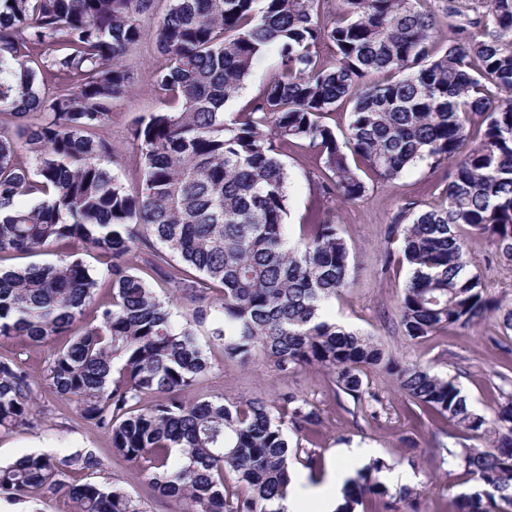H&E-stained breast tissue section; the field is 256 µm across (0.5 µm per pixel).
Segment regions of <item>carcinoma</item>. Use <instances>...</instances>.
<instances>
[{"mask_svg": "<svg viewBox=\"0 0 512 512\" xmlns=\"http://www.w3.org/2000/svg\"><path fill=\"white\" fill-rule=\"evenodd\" d=\"M339 2L329 14L328 0H169L152 31L163 107L130 128L143 175L132 193L104 162L154 0H0V339H65L43 381L184 512H280L290 469L316 456L300 439L321 424L293 391L180 398L212 369L204 326L226 359L260 352L280 378L318 366L357 400L364 370L382 368L421 411L494 433L491 445L443 450L480 485L458 512H512V396L492 417L477 414L452 380L403 367L324 317L349 284V250L320 209L306 237L288 241L279 159L307 142L323 159L321 197L343 202L365 192L359 165L386 181L418 161L451 165L434 205L386 228L410 267L401 321L422 339L485 319L500 305L466 273L459 228L512 262V0ZM324 44L334 61L321 60ZM267 54L277 65L259 95L224 112ZM343 103L340 141L323 118ZM76 242L102 270L70 255ZM43 251L58 261L3 265ZM39 391L23 362L0 360L1 431L34 423ZM100 465L83 450L29 454L0 467V494L61 492L73 512H146L117 483L71 480ZM385 467L377 460L350 482L342 512L365 499L374 512H419L416 491L392 494L380 480Z\"/></svg>", "mask_w": 512, "mask_h": 512, "instance_id": "carcinoma-1", "label": "carcinoma"}]
</instances>
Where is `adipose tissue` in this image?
<instances>
[{"mask_svg":"<svg viewBox=\"0 0 512 512\" xmlns=\"http://www.w3.org/2000/svg\"><path fill=\"white\" fill-rule=\"evenodd\" d=\"M371 455V449L364 447L333 449L327 472L321 477L310 476L298 467L291 468L288 494L281 502L284 512H336L343 483Z\"/></svg>","mask_w":512,"mask_h":512,"instance_id":"ef3b65f1","label":"adipose tissue"}]
</instances>
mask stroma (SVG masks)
Returning <instances> with one entry per match:
<instances>
[{
    "mask_svg": "<svg viewBox=\"0 0 512 512\" xmlns=\"http://www.w3.org/2000/svg\"><path fill=\"white\" fill-rule=\"evenodd\" d=\"M163 63L150 45H143L135 66V80L126 98L112 114L113 155L107 167L130 189L141 180L139 151L130 140L131 124L141 113L160 108L152 72ZM288 172L289 207L285 219L290 240L307 233L305 218L318 207L317 185L323 164L305 143L289 145L282 155ZM451 175L449 167L425 162L407 168L397 179L386 182L371 172H362L364 195L336 204L332 219L345 241L352 271L347 288L329 300L325 315L337 324L376 340L404 363H417L433 373L454 380L476 413L492 416L498 403L512 395V330L503 331L499 315L467 328H445L427 339L409 338L400 322L397 301L410 276L407 265H385V230L401 208L413 204L423 211L433 203ZM469 273L479 274L490 296L503 307L512 306V263L501 259L489 239L468 230L464 233ZM213 368L194 395L228 398H274L290 389L307 398L319 411L321 424L312 434L318 458L313 474L325 472L333 449L364 446L387 469L403 472L405 486L421 494L422 512H454L455 496L474 492L460 468L447 458L446 448L459 451L475 446L468 433L448 438V422L429 417L408 401L390 375L377 370L363 377L369 396L361 403L341 391L332 375L316 366H302L288 379L275 376L266 358L255 355L242 364L226 359L221 349L210 353ZM414 440V461H407L402 448ZM78 449L93 451L101 462L94 482L119 480L146 512H183L176 499L155 498L143 472L113 454L108 434L82 419L74 404L61 401L42 388L35 425L0 431V464L6 465L33 453L62 456Z\"/></svg>",
    "mask_w": 512,
    "mask_h": 512,
    "instance_id": "1",
    "label": "stroma"
}]
</instances>
